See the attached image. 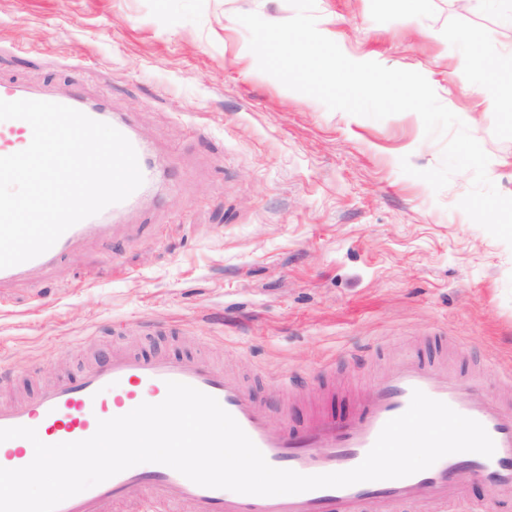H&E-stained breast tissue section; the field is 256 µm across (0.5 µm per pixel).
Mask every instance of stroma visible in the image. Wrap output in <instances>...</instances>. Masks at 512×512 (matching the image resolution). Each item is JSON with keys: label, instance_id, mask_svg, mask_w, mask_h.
I'll use <instances>...</instances> for the list:
<instances>
[{"label": "stroma", "instance_id": "1", "mask_svg": "<svg viewBox=\"0 0 512 512\" xmlns=\"http://www.w3.org/2000/svg\"><path fill=\"white\" fill-rule=\"evenodd\" d=\"M253 12L294 14L287 0H0V80L103 105L165 173L108 232L0 287V399L116 344L210 351L276 425L346 411L405 355L480 373L481 395L512 388V247L458 208L471 173L434 191L400 167L441 163L418 114L331 111L260 71L238 20ZM315 13L348 58L421 73L512 196V83L475 65L512 57L497 0H316ZM143 317L155 335L136 330Z\"/></svg>", "mask_w": 512, "mask_h": 512}]
</instances>
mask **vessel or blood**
<instances>
[{"label": "vessel or blood", "instance_id": "b4317fda", "mask_svg": "<svg viewBox=\"0 0 512 512\" xmlns=\"http://www.w3.org/2000/svg\"><path fill=\"white\" fill-rule=\"evenodd\" d=\"M31 140L32 128L26 121H0V156L28 147ZM98 229L95 218L79 222L42 255L0 269V285L51 267L74 243ZM171 381L215 397L270 465L302 474L359 465L384 424L407 410L416 389L480 422L493 439L495 452L490 457L452 454L399 479L274 496L202 487L168 466L144 463L68 498L57 512H112L119 501H142L156 512H373L377 507L382 512H399L411 505L431 512H457L464 483L474 472L495 484L501 495L512 497V412H505V398L478 395L474 375H462L417 356L390 365L383 379L351 401L347 413H317L302 428L289 430L273 428L265 405L242 379L205 356L145 357L116 349L87 366L78 379L59 378L30 397L0 404V428L33 427L48 444L86 439L95 433L98 421L126 414L144 402H161ZM33 457L34 448L26 439L0 443V467L21 468Z\"/></svg>", "mask_w": 512, "mask_h": 512}]
</instances>
